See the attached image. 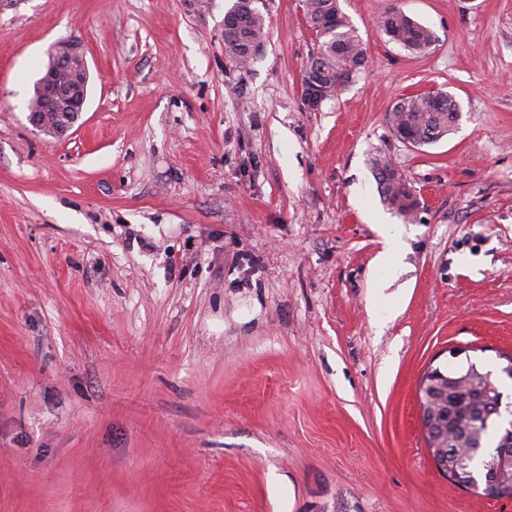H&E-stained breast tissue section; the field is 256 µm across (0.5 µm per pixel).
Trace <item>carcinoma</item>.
<instances>
[{"label":"carcinoma","mask_w":512,"mask_h":512,"mask_svg":"<svg viewBox=\"0 0 512 512\" xmlns=\"http://www.w3.org/2000/svg\"><path fill=\"white\" fill-rule=\"evenodd\" d=\"M305 13L322 42L319 52L310 58L303 81L310 79L331 91L343 80L361 68L365 62L364 44L357 30L343 13L339 0H305ZM225 50L237 57V63L246 66L248 49L260 47L265 30L262 15L252 6V0H236L224 15ZM381 28L391 40L403 47L423 52L435 41L434 33L404 11L394 9L381 21ZM458 112L455 102L446 94H420L401 98L392 110L393 132L406 131L425 145L433 144L455 127ZM391 169L387 163L377 166V180L384 202L404 219L414 216L418 202L412 198L407 184L386 179ZM442 374L460 379L449 390H438L440 403L437 411L446 429L436 436L434 443L447 445L448 480L454 481L455 472L465 475L471 485L487 479L486 462L498 469L499 482L512 486V463L493 461L485 457L489 437L498 427L489 419L490 402L503 397L496 384L475 368V363L458 370H444Z\"/></svg>","instance_id":"carcinoma-1"}]
</instances>
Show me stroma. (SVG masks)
Segmentation results:
<instances>
[{
    "mask_svg": "<svg viewBox=\"0 0 512 512\" xmlns=\"http://www.w3.org/2000/svg\"><path fill=\"white\" fill-rule=\"evenodd\" d=\"M234 2L0 0V512H512L439 473L419 406L512 353V0H339L366 62L315 111L303 0H253L245 67ZM58 45L88 99L51 138ZM436 92L454 130L407 146L394 104ZM226 19L230 22H226ZM262 15L252 6L251 0H237L224 15V46L237 56L236 62L246 66L250 61L249 48L259 49L265 33ZM381 28L391 40L414 52L426 51L435 40L431 29L400 9L388 12L381 21ZM89 72L83 57L68 50L49 53V63L37 81L28 121L39 135L57 137L74 127L88 96ZM391 168L388 163L377 166V180L380 193L384 202L398 215L407 220L416 214L418 202L412 198V193L401 175V181L398 183L386 179L385 172ZM402 181L404 184H402Z\"/></svg>",
    "mask_w": 512,
    "mask_h": 512,
    "instance_id": "obj_1",
    "label": "stroma"
}]
</instances>
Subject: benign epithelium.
<instances>
[{
	"mask_svg": "<svg viewBox=\"0 0 512 512\" xmlns=\"http://www.w3.org/2000/svg\"><path fill=\"white\" fill-rule=\"evenodd\" d=\"M89 72L83 57L68 50L49 53V63L37 81L28 121L39 135L57 137L74 127L88 96ZM325 99L316 83L305 86L303 103L316 110Z\"/></svg>",
	"mask_w": 512,
	"mask_h": 512,
	"instance_id": "1",
	"label": "benign epithelium"
}]
</instances>
